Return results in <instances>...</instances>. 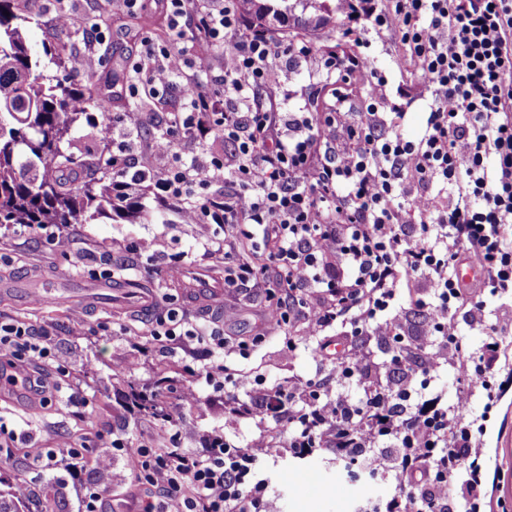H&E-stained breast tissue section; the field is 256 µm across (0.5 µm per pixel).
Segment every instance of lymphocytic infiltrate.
Returning <instances> with one entry per match:
<instances>
[{
	"instance_id": "1",
	"label": "lymphocytic infiltrate",
	"mask_w": 512,
	"mask_h": 512,
	"mask_svg": "<svg viewBox=\"0 0 512 512\" xmlns=\"http://www.w3.org/2000/svg\"><path fill=\"white\" fill-rule=\"evenodd\" d=\"M340 33L360 45L341 56L328 51L324 66L343 84L378 91L376 58L367 48L390 34L397 64L424 81L429 112L414 138L401 133L410 101H392L387 111H351L337 95L332 112H283L264 93L272 58L297 62L314 46L300 37L245 26L238 0H165L170 28L182 31L189 19L198 34L184 52L141 45L148 65H135L151 88L178 86L185 109L171 113L166 134L140 155L129 170L124 153L112 156L113 176L150 179L158 196L194 197L187 221L207 220L224 227L230 241L272 231L277 248L269 263H244L224 274L228 294H287L265 312L266 327L279 331L303 322L307 335L342 326L356 337L375 333L393 342L388 372L395 382L362 383V399L328 398L318 383L304 399L283 389H260L226 415L277 418L292 448L323 445L334 432L340 448L368 447L372 436L387 438L393 458L370 453L375 473L412 476L428 512H442L449 472L468 459L465 484L474 501L486 491L479 442L467 419L476 389L494 391L504 348L490 338L474 353L456 331L457 313L482 326L487 309L456 276L461 257L482 271L490 295L512 292V0H340ZM226 48L224 78L213 90L183 80L189 58L205 60L216 45ZM184 134L198 142L221 138L231 156L186 163L173 156L157 170L159 156L171 154L170 138ZM234 185L224 202L210 197L216 181ZM452 202L435 206L433 193ZM280 270L270 280L268 264ZM422 281V292L410 289ZM429 319L463 377L456 400L441 405L430 392L440 368L432 359L409 360L403 309ZM50 348L25 323L0 324V377L31 389L27 371ZM140 483L156 487L157 500L144 512H261L266 480L256 458L242 446L214 436L202 453L150 448L130 442Z\"/></svg>"
}]
</instances>
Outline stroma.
Wrapping results in <instances>:
<instances>
[{
	"mask_svg": "<svg viewBox=\"0 0 512 512\" xmlns=\"http://www.w3.org/2000/svg\"><path fill=\"white\" fill-rule=\"evenodd\" d=\"M70 23L54 25L55 13L45 10L31 14L26 37L34 53L40 54L46 74L57 68L43 56L46 45L68 44L72 56L87 51L86 28L100 25L105 39L97 50L103 54V69H115L118 79L111 92L122 108L110 125L113 140L130 141L140 150L162 134L168 113L181 109L176 93L155 99L147 90L137 96L124 92L131 75V64L141 50L140 33H130L107 16L108 0H64ZM376 65L385 78L384 98L395 97L405 89L416 103L401 129L414 137L422 129L426 94L423 82L404 73L395 64L391 41L373 48ZM269 90L279 95L291 90L314 100L320 111H328L335 92L326 80L321 55L302 62L274 60ZM101 114L80 122L72 132L76 157L109 159L112 147L103 142ZM141 203L149 217L139 224L106 218L74 227L75 243L61 251L45 239L25 235L13 228L0 227V285L34 275L36 283L0 295V322L21 320L38 331H48L52 359L36 361L49 388L50 400L39 403L21 392L0 391V416L17 434L15 454L0 463V480L29 485L24 512H82L86 489L105 484L109 493L104 512H141L143 505L156 499V488L140 484L129 459L121 451L106 447L103 438L166 447L161 425L144 416L127 401L131 387L160 391L171 407H181L180 443L188 451H201L212 434L249 448L267 480L265 512H380L396 488L393 476L367 474L362 464H344L332 448H318L296 459L294 449L281 439L273 420L243 419L224 421V401L208 387L200 373L213 357L195 342L164 348L151 331L167 309L184 311L186 329L224 330L232 339L222 355L227 368L226 388L240 399H248L256 384L267 388L302 392L309 381L324 383L327 395H335L332 368L336 344H350V337L328 336L319 340L300 330L261 334V315L249 301L226 300L224 307L195 304L193 298L169 288L166 278L170 265H183L185 273L206 275L215 287L224 285V257L205 253L207 244L224 241V227L201 220L185 223L184 202L160 199L151 181L140 185ZM138 280L150 285L155 300L142 310L122 280ZM258 338V345L240 349L241 339ZM146 349L140 364H132L133 353ZM65 371H58V364ZM194 391L197 400L183 406L185 391ZM482 399H475L474 414H486L479 435L486 470L489 512H512V389L501 394L491 411H484ZM87 447L95 462L81 475L66 467L38 472L30 467L33 457L57 448L61 442ZM315 472L328 486L342 484L346 492L340 500H329L306 490L301 484H285L280 474Z\"/></svg>",
	"mask_w": 512,
	"mask_h": 512,
	"instance_id": "stroma-1",
	"label": "stroma"
}]
</instances>
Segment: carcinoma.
<instances>
[{"instance_id": "carcinoma-1", "label": "carcinoma", "mask_w": 512, "mask_h": 512, "mask_svg": "<svg viewBox=\"0 0 512 512\" xmlns=\"http://www.w3.org/2000/svg\"><path fill=\"white\" fill-rule=\"evenodd\" d=\"M26 0H0V225L88 224L102 217L131 224L143 207L134 187L114 182L110 174L80 177L78 167L101 168L100 161L78 163L71 151L70 131L92 107L109 115L112 72L94 70L75 85L67 77L48 76L24 36ZM241 12L258 30H269L267 0H240ZM128 31L151 26L166 35L154 12L141 16L115 15ZM335 25L329 16L300 22V30L319 32ZM141 411L164 421L168 407L160 393L138 392ZM26 499L15 485L0 491V512H20Z\"/></svg>"}]
</instances>
